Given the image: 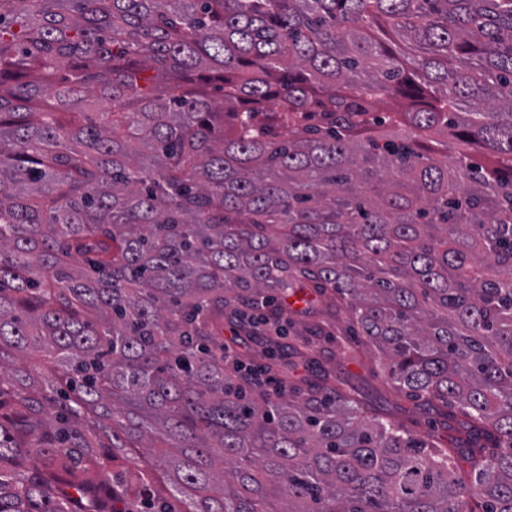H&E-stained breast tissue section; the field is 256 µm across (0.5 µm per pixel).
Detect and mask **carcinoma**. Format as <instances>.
I'll return each instance as SVG.
<instances>
[{
  "label": "carcinoma",
  "instance_id": "carcinoma-1",
  "mask_svg": "<svg viewBox=\"0 0 512 512\" xmlns=\"http://www.w3.org/2000/svg\"><path fill=\"white\" fill-rule=\"evenodd\" d=\"M327 291L469 478L224 367ZM258 505L512 512V0H0V512ZM233 325L230 324L227 320H224V343H227L234 349V351L238 354L239 358L244 361L253 360L256 363H261L263 365H267L270 361L263 360L261 357L262 345L258 342H254L251 339L240 340L237 339L235 343L231 342V338L236 336L233 334Z\"/></svg>",
  "mask_w": 512,
  "mask_h": 512
}]
</instances>
